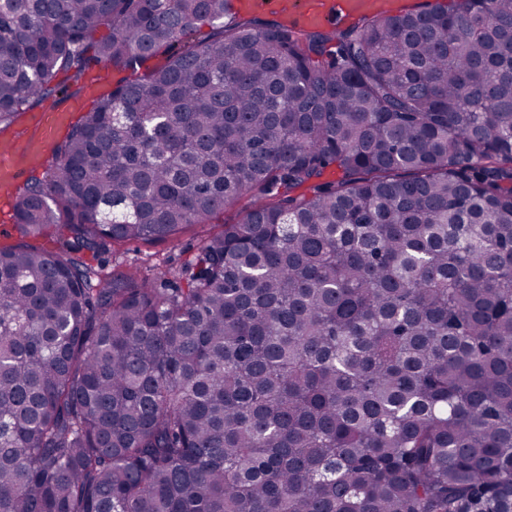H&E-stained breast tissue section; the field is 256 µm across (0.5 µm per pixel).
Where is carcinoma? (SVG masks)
<instances>
[{"mask_svg":"<svg viewBox=\"0 0 512 512\" xmlns=\"http://www.w3.org/2000/svg\"><path fill=\"white\" fill-rule=\"evenodd\" d=\"M231 15L0 0V133L134 75L15 196L0 512H512V0ZM243 200L178 270L103 274ZM296 0L280 2L285 10H288L289 19L307 26H320L329 28L332 21L336 22L345 17H358L361 15H373L378 13L390 0H318L313 5L306 7V0H302L303 11H297L294 7ZM328 24V25H325Z\"/></svg>","mask_w":512,"mask_h":512,"instance_id":"1","label":"carcinoma"}]
</instances>
